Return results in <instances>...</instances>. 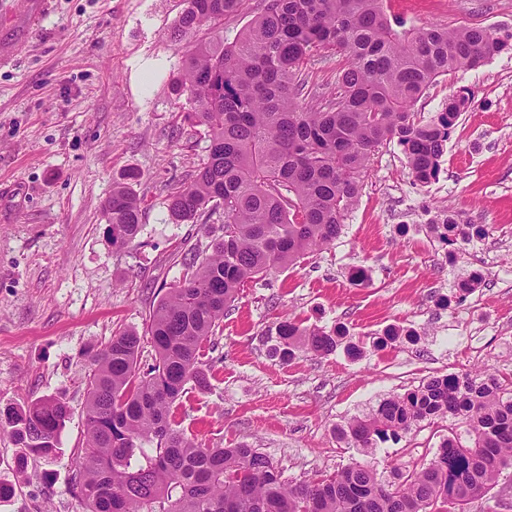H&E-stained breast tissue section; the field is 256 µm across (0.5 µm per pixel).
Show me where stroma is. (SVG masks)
Masks as SVG:
<instances>
[{
	"label": "stroma",
	"instance_id": "obj_1",
	"mask_svg": "<svg viewBox=\"0 0 512 512\" xmlns=\"http://www.w3.org/2000/svg\"><path fill=\"white\" fill-rule=\"evenodd\" d=\"M0 0V411L42 397L72 411L54 463L20 464L0 429V512H84L70 489L84 440L90 354L114 333L145 334L149 315L181 276L174 259L206 248L221 224L174 223L167 196L207 155L205 127L183 119L174 90L183 43L170 33L182 0ZM406 25L512 29V0H388ZM474 101L457 120L438 179L418 184L397 144L379 149L335 246L250 283L213 336L207 389L189 390L179 417L209 446L244 442L292 481L357 457L336 425L431 377L481 368L512 374V51L452 71L413 110L430 119L459 87ZM135 173L142 201L133 245L113 248L103 203ZM485 228L449 262L428 228L447 207ZM483 279L464 301L459 283ZM344 327L343 350L271 357L276 325ZM447 422L420 423L377 448L379 473L431 458Z\"/></svg>",
	"mask_w": 512,
	"mask_h": 512
}]
</instances>
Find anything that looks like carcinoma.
Wrapping results in <instances>:
<instances>
[{"mask_svg":"<svg viewBox=\"0 0 512 512\" xmlns=\"http://www.w3.org/2000/svg\"><path fill=\"white\" fill-rule=\"evenodd\" d=\"M243 0H183L174 35L185 43L176 88L184 120L207 128L206 160L170 192L177 222L217 220L224 234L180 256L182 277L150 316L154 362L138 364L141 339L122 330L91 355L83 408L85 438L71 492L86 512H466L512 469V377L488 370L432 377L380 400L336 427V440L364 456L422 421L460 429L430 460L386 478L354 460L319 479H283L271 458L245 443L208 448L177 420L181 398L209 385L203 358L247 283L333 245L380 147L396 142L415 181L438 178L461 112L473 103L462 86L428 120L412 107L450 71L472 70L512 50V32L482 26L407 27L386 0H266L231 43L224 17ZM212 36L197 38L201 29ZM324 47L346 57L336 95L306 103L309 67ZM112 247L134 244L141 200L116 183L104 202ZM456 261L484 228L450 212L429 226ZM273 356L329 355L340 330L277 326ZM71 408L61 398L3 413L27 459L59 450Z\"/></svg>","mask_w":512,"mask_h":512,"instance_id":"carcinoma-1","label":"carcinoma"}]
</instances>
